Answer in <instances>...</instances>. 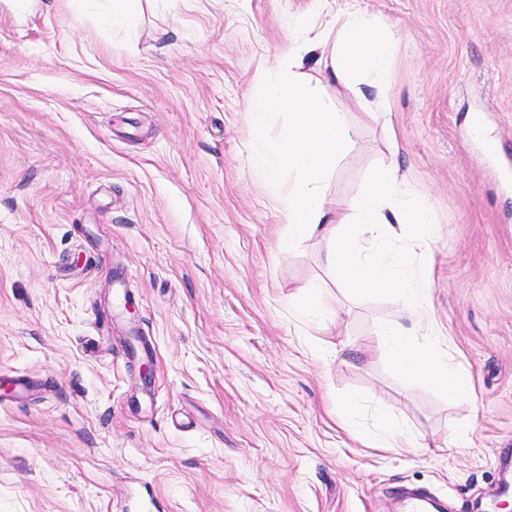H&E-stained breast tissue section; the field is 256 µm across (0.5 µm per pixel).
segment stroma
Instances as JSON below:
<instances>
[{
  "label": "stroma",
  "instance_id": "stroma-1",
  "mask_svg": "<svg viewBox=\"0 0 512 512\" xmlns=\"http://www.w3.org/2000/svg\"><path fill=\"white\" fill-rule=\"evenodd\" d=\"M112 2L0 0V379L34 385L0 399V512H403L402 488L489 512L512 468V0H362L397 37L389 112L308 75L356 131L328 201L391 164L441 230L424 296L471 403L400 372L378 341L399 303L346 295L326 240L281 247L243 106L316 0H134L131 28ZM315 289L322 331L295 312ZM381 411L412 446L363 444ZM299 313L311 320L330 317L336 313L330 297L322 291H314L297 305Z\"/></svg>",
  "mask_w": 512,
  "mask_h": 512
}]
</instances>
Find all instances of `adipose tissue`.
<instances>
[{
	"label": "adipose tissue",
	"instance_id": "adipose-tissue-1",
	"mask_svg": "<svg viewBox=\"0 0 512 512\" xmlns=\"http://www.w3.org/2000/svg\"><path fill=\"white\" fill-rule=\"evenodd\" d=\"M300 35L301 47L288 52L287 73L272 76L244 105L255 175L274 192L273 202L288 224V244L321 235L328 242L323 263L347 294L396 296L404 318L386 326L382 342L398 369L453 400L473 401L475 393L449 364L446 339L435 332L424 303L438 233L431 211L414 203L410 186L391 165L372 173L347 214L338 215L325 202V181L348 156L355 132L345 113L312 91L301 70L310 61L326 66L328 82L358 79L377 89L373 107L389 111L380 91L388 80L395 37L381 31L378 18L360 5L336 12L330 0H318L317 11L301 20ZM283 114L288 124L275 146H268L267 129Z\"/></svg>",
	"mask_w": 512,
	"mask_h": 512
}]
</instances>
